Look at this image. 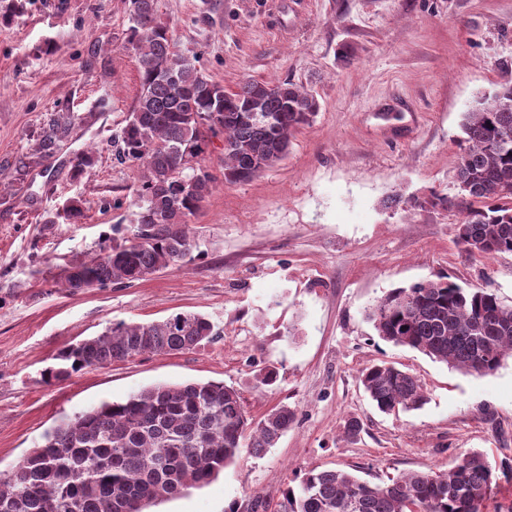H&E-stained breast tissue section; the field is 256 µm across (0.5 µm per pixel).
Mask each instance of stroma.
<instances>
[{
    "label": "stroma",
    "instance_id": "stroma-1",
    "mask_svg": "<svg viewBox=\"0 0 512 512\" xmlns=\"http://www.w3.org/2000/svg\"><path fill=\"white\" fill-rule=\"evenodd\" d=\"M128 0H0V471L61 419L159 383L216 381L253 419L280 404L297 421L257 457L150 512H230L254 496L276 512L310 469L372 483L444 470L469 450L512 466V359L466 374L384 341L370 307L397 288L448 276L512 304V254L467 258L455 178L462 123L512 66V0H159L177 50L200 54L225 89L285 78L316 96L286 159L245 183L224 181V140L205 164L215 187L189 224L191 256L143 280L69 291L61 270L106 240L129 238L142 172L118 164L112 137L140 91ZM76 116L53 154L40 148L57 110ZM95 161L74 177L72 161ZM81 201L77 224L53 217ZM198 312L215 337L139 355L49 386L59 350L117 322ZM386 361L421 381L418 410L379 412L359 383ZM275 385L260 386L263 367ZM360 418L357 440L347 417Z\"/></svg>",
    "mask_w": 512,
    "mask_h": 512
}]
</instances>
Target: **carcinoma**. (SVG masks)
I'll return each instance as SVG.
<instances>
[{
    "mask_svg": "<svg viewBox=\"0 0 512 512\" xmlns=\"http://www.w3.org/2000/svg\"><path fill=\"white\" fill-rule=\"evenodd\" d=\"M129 21L140 93L114 142L119 162L143 168L129 201L135 230L68 268L64 286L75 291L140 281L191 255L188 220L215 182L204 164L211 139H224V181L246 182L280 163L318 110L315 96L291 80L245 78L224 90L197 58L175 50L158 0H129ZM258 100L273 120L248 112ZM75 121L69 111L51 121L43 150L67 141ZM463 133L461 195L448 200L461 215L457 244L468 257L512 253V79L475 100ZM369 317L383 340L465 373L488 374L512 359V305L487 288L466 290L440 277L391 292ZM215 335L213 324L194 313L117 323L58 352L44 382L143 354L189 351ZM360 381L385 413L426 401L418 377L391 364L364 368ZM295 420V410L281 404L252 423L237 392L222 382L155 385L61 420L0 476V512H146L209 483L245 448L264 454ZM502 481H512V468L498 472L476 450L445 470L407 471L383 484L311 469L283 491L281 512H486Z\"/></svg>",
    "mask_w": 512,
    "mask_h": 512,
    "instance_id": "obj_1",
    "label": "carcinoma"
}]
</instances>
